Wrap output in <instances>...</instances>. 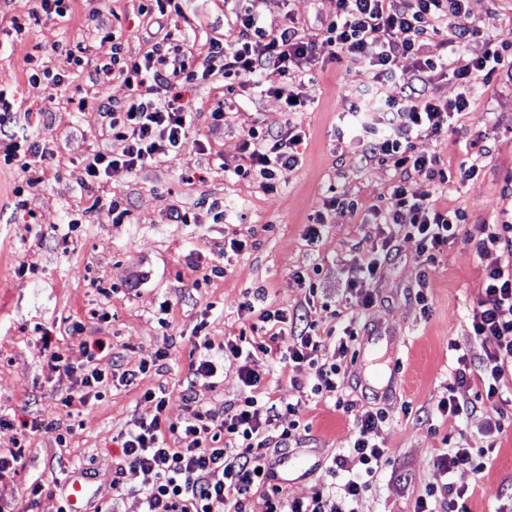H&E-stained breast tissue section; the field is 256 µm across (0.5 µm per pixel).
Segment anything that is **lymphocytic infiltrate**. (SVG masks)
<instances>
[{
	"label": "lymphocytic infiltrate",
	"mask_w": 512,
	"mask_h": 512,
	"mask_svg": "<svg viewBox=\"0 0 512 512\" xmlns=\"http://www.w3.org/2000/svg\"><path fill=\"white\" fill-rule=\"evenodd\" d=\"M184 0H154L149 9L162 34L150 49L129 54L120 32L105 31L112 42L108 60L90 64L83 48L64 52L76 72L93 69L96 81L122 79L129 90L124 101L99 99V116L112 137V146L87 155L81 188H100L113 172L133 174L162 158L177 156L196 119L183 91L197 79L221 74L226 93L264 85L266 74L277 73L281 82L272 92L285 102L280 123L254 122L245 131L240 155L221 161L220 167L240 179L259 178L270 194L278 190L277 173L298 167V148L307 133L296 118L306 101L301 78L317 56L348 59L360 66L362 100L348 114V126L363 146V156L393 167L398 174L390 193L371 204L367 213L377 232L366 256L353 259L344 271L346 299L367 309L375 296L370 289L394 247L396 237L414 240L425 265H432L449 243L465 239L477 253L494 246L512 250V222L481 225L461 235L457 212L440 207L432 185L448 180L440 156L418 154L413 140L420 135L441 137L467 114L469 97L477 80L490 78L511 62L493 40L480 52H460L459 39L468 29L463 23L467 0H336V13L320 31L304 28L295 18L266 23L259 0H247L228 19L229 35L207 40L204 54L194 55L181 34L167 30L165 22L183 16ZM438 52H431V45ZM447 71L459 83L455 99L440 100L425 94L422 85L434 74ZM210 125L223 124V102L203 115ZM50 152L44 126L24 112L10 81H0V166L20 165L24 178L13 189V206L28 207L30 191L46 182ZM316 290H309L305 313L256 308L245 299L241 309L256 314L261 334L244 335L225 342L213 352L199 338L198 358L191 361L183 390L186 415L171 421L165 414L163 391L142 393L152 402L151 420L138 421L122 436V455L112 474V490L123 494L127 469L153 473V483L141 490L144 512H247V497L260 489L266 512H357L356 506L370 489L373 478L388 463V451L374 435L385 420L383 410L366 411L358 420L348 454L334 458L322 484L308 501H284L276 484L275 465L282 449L298 440L307 424L297 420V408L287 399H270L259 362L277 358L282 367H308L310 391L343 409L339 395L341 363L356 356L361 327L349 320L326 353L325 340L314 317ZM470 334L491 340L494 350L473 360L468 349L451 343L455 367L435 411L442 419L474 417L481 406L492 405L495 417L485 419V432H501L512 418L505 412L503 390L512 382V267L490 266L483 274L481 294L471 310ZM40 357L56 376L78 387V396H66L65 407L87 405L101 398L107 373L92 363L73 365L59 345L42 336ZM234 367L245 392L237 401L213 406L198 399L197 378L223 376ZM474 388L473 400L459 399L462 386Z\"/></svg>",
	"instance_id": "f902f5d3"
}]
</instances>
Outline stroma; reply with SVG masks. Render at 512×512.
<instances>
[{
  "mask_svg": "<svg viewBox=\"0 0 512 512\" xmlns=\"http://www.w3.org/2000/svg\"><path fill=\"white\" fill-rule=\"evenodd\" d=\"M35 0H10L0 8V80L13 81L17 96L32 113L43 114L46 144L52 154L49 182L32 193L30 212L13 211V188L24 177L20 168H0V413L11 426L0 429V450L21 440L23 467L0 482V512H26L25 488L33 479L62 486L77 475H86L96 504H113L115 512H141L137 491L153 481L152 474L126 472L122 496L112 492V472L121 453V435L138 419L151 418L154 408L140 393L163 387L167 413L179 420L186 413L182 399L196 342L195 327L207 320L206 334L213 347L249 330L252 320L240 305L246 292L263 289L264 303L288 310L304 305L305 290L295 281L297 271L320 266L316 276L319 300L342 295V267L367 250L376 232L362 214L335 213L329 218L330 233L316 245L304 238L325 197L345 193L360 206L386 195L395 171L388 165L364 160L362 147L352 136H338L346 123L347 105L360 84L357 64L348 60L319 58L301 87L307 108L301 114L307 138L299 147L303 162L277 174V193H264L258 182L225 175L219 159L234 160L242 135L256 121L275 123L282 118V103L272 94L247 92L227 102L224 126L209 127L198 120L180 153L136 174L114 172L103 184L104 195L127 201L132 213L128 224H116L108 208H91L89 194L79 186L82 158L110 146L96 99L107 95L124 99L122 80L100 86L88 73L66 79L49 91L29 83L24 57L35 49L46 50V66L64 69L63 56L54 54L57 42L85 47L90 62L103 61L112 53L111 41L98 33L99 25L120 30L130 51L145 49L146 39L157 26L140 14L139 0H76L70 19H40L29 33L16 35L11 18L35 7ZM235 0H186L185 13L192 28L189 36L196 50H203L207 36L227 33V19ZM267 20L281 22L295 17L315 30L334 16L336 0H262ZM463 23L472 33L465 48L480 51L485 39L512 44V0H468ZM86 99L77 109V99ZM416 152L439 154L451 168L477 162L482 168L473 185L453 182L436 186L441 207L461 212L463 231L478 225L512 218V69L502 68L492 79L478 81L472 91L468 115L444 137L419 136ZM223 201L222 223H213L208 201ZM177 206L198 218L194 224H172L165 217ZM90 208L89 221L61 248L57 235L69 215ZM235 235L247 236L251 245L241 255L228 254L222 261L223 277L208 286L195 287L217 261L215 245ZM34 266L31 277L18 278L20 264ZM512 267V252L493 248L477 254L473 247L450 244L430 266L422 265L413 241L397 239L374 285L375 302L361 313L365 335L384 339L387 360L396 367L399 386L395 396L382 400L369 389L371 374L363 360L343 361L342 395L347 410L314 398L307 384V369L281 368L275 361L263 364L272 397L297 403L301 420L311 430L293 454L307 457L302 470L277 466L285 498L310 496L320 484L332 457L345 452L357 418L380 408L386 413L378 440L387 448L390 462L376 475L359 512H413L416 498L430 485L443 481L467 488L470 512H512V426L496 439L491 463L483 473L459 469L443 476L435 460L446 450L444 438L452 431L466 433L469 446L482 448L486 438L477 428L481 417L463 419L457 425L443 421L434 404L448 384L453 356L449 342L480 357L493 342H480L469 333V314L482 287L487 266ZM116 286L111 295L92 288L90 279ZM426 285L429 307L415 299L419 285ZM169 301L167 327L158 323V304ZM110 312L103 322L99 313ZM80 319L84 337L106 344L97 365L111 371L113 358L128 365L151 359L160 350L168 357L135 385L104 389L103 400L68 411L62 399L68 385L52 380L39 362L40 329L53 330L61 318ZM54 421L72 429L68 447H59L51 432H31L29 425Z\"/></svg>",
  "mask_w": 512,
  "mask_h": 512,
  "instance_id": "35a3bbf8",
  "label": "stroma"
}]
</instances>
